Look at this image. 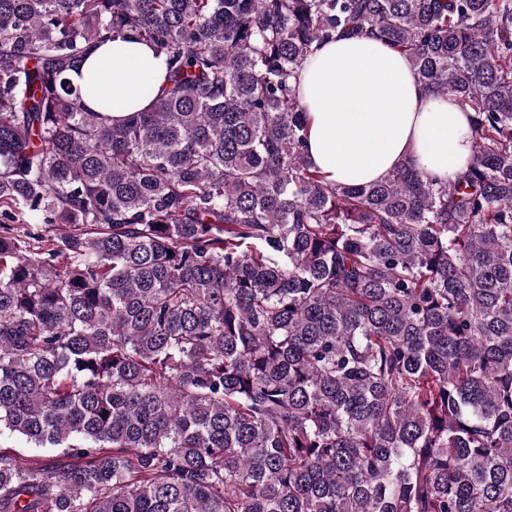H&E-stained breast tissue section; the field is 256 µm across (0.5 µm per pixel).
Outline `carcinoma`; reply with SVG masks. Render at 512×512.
<instances>
[{
    "instance_id": "cac0c4a2",
    "label": "carcinoma",
    "mask_w": 512,
    "mask_h": 512,
    "mask_svg": "<svg viewBox=\"0 0 512 512\" xmlns=\"http://www.w3.org/2000/svg\"><path fill=\"white\" fill-rule=\"evenodd\" d=\"M380 39L465 168L308 160L299 70ZM118 39L150 108L68 80ZM0 512H512V0H0ZM3 446L9 450L19 464L23 466L35 465V463H45L52 459V456L58 454V451H52L46 448H31L23 440L7 439Z\"/></svg>"
}]
</instances>
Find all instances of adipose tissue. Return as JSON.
<instances>
[{"instance_id":"ef3b65f1","label":"adipose tissue","mask_w":512,"mask_h":512,"mask_svg":"<svg viewBox=\"0 0 512 512\" xmlns=\"http://www.w3.org/2000/svg\"><path fill=\"white\" fill-rule=\"evenodd\" d=\"M166 72V57L149 45L119 41L97 47L69 79L87 107L109 99L132 113L149 107L141 90H161ZM299 96L309 117V159L328 180L373 183L407 161L444 179L471 154L466 112L430 96L407 58L386 43L353 37L319 46L300 72Z\"/></svg>"}]
</instances>
